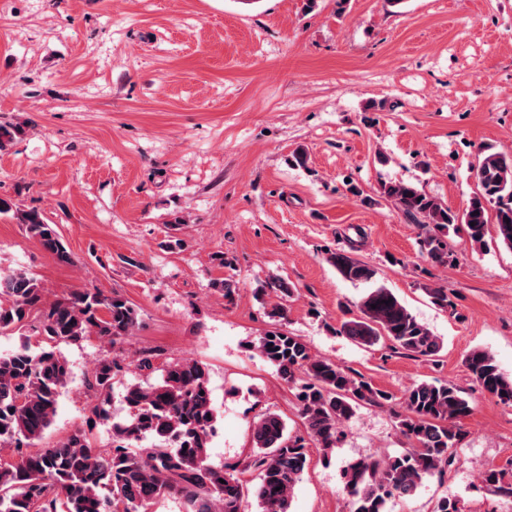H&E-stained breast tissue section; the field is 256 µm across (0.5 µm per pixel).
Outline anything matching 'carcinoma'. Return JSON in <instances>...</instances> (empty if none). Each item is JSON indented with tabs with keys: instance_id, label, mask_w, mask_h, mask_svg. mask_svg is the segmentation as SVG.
I'll use <instances>...</instances> for the list:
<instances>
[{
	"instance_id": "1",
	"label": "carcinoma",
	"mask_w": 512,
	"mask_h": 512,
	"mask_svg": "<svg viewBox=\"0 0 512 512\" xmlns=\"http://www.w3.org/2000/svg\"><path fill=\"white\" fill-rule=\"evenodd\" d=\"M26 133L20 122L0 120V149ZM477 191L461 212L410 182H388L381 194L414 224L426 229L421 248L436 265L448 263V235L465 231L480 246L488 224L498 242L512 251V155L479 151L475 168ZM0 215H9L54 261L71 266L74 257L55 225L36 209L25 210L0 197ZM339 276L354 285L376 282L377 271L343 252L328 257ZM294 288L272 277L258 296L273 295L267 316L288 320V298ZM360 315L344 321L336 333L364 346L390 343L414 357L431 360L442 340L387 287L368 289ZM137 310L119 294L104 296L84 288L49 302L32 275L22 270L0 274V333L25 327L45 337L48 345L31 351L28 343L0 356V446L13 447L19 458L0 464V512H147L155 499L179 493L190 512H242L248 494L259 512H290L294 488L307 465L306 444L336 447L342 425L362 406L382 407L391 400L364 377L336 362L312 354L301 337L282 328L264 331L251 344L288 385L297 386L299 414L305 435L292 437L281 415L264 414L253 424L252 454L243 468L208 463L209 436L216 420L208 388L207 368L193 360L167 363L159 380L129 383L124 388V415L111 412L114 379L124 365L104 356L94 363L86 384L96 395L92 415L112 421V450L101 452L77 430L36 454L22 448L38 441L51 426L60 390L69 377L60 343L97 336L115 345L134 334ZM465 364L474 382L503 404L512 405V379L506 378L489 352L471 351ZM406 414L397 427L411 446L395 453L358 459L342 471L350 512H388L396 498H408L430 477L440 476L454 462L470 415L469 400L445 382H417L403 396ZM150 442L145 454L132 449ZM258 472L250 487L242 478ZM505 474L488 468L481 482L512 497Z\"/></svg>"
}]
</instances>
